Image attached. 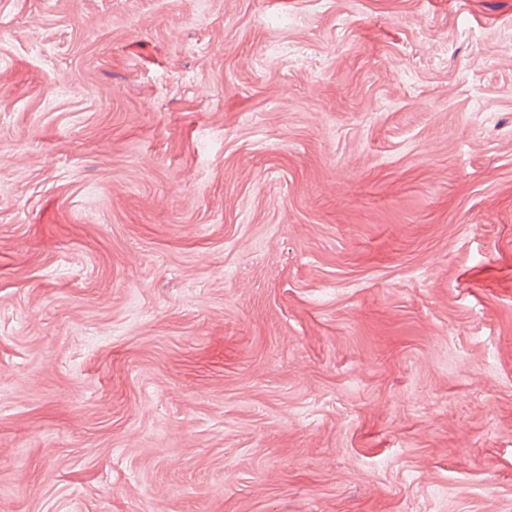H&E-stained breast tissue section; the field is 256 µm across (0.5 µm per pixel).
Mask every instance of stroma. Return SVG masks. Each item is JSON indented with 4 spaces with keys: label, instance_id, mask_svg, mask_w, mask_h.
Masks as SVG:
<instances>
[{
    "label": "stroma",
    "instance_id": "1",
    "mask_svg": "<svg viewBox=\"0 0 512 512\" xmlns=\"http://www.w3.org/2000/svg\"><path fill=\"white\" fill-rule=\"evenodd\" d=\"M0 512H512V0H0Z\"/></svg>",
    "mask_w": 512,
    "mask_h": 512
}]
</instances>
